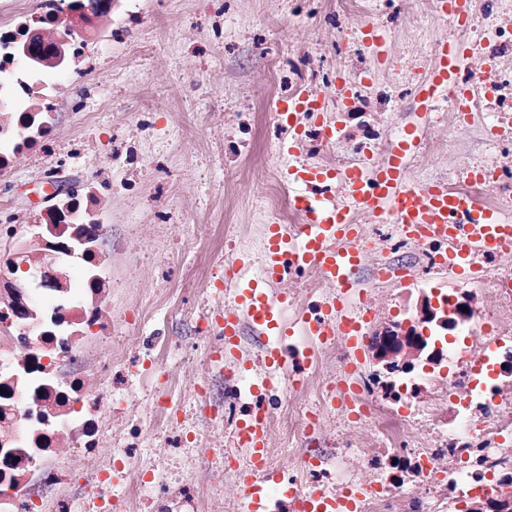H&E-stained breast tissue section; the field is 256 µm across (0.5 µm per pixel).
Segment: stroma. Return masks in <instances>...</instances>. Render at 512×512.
<instances>
[{
    "instance_id": "stroma-1",
    "label": "stroma",
    "mask_w": 512,
    "mask_h": 512,
    "mask_svg": "<svg viewBox=\"0 0 512 512\" xmlns=\"http://www.w3.org/2000/svg\"><path fill=\"white\" fill-rule=\"evenodd\" d=\"M366 2L367 13L348 17V30L396 14L387 30L392 55L422 57L432 43L457 37L425 0ZM332 3L313 0L312 11L301 14L295 0H112L110 63L58 93L54 120L62 133L78 125L85 109L95 111L96 122L85 133V155L60 167L56 183L80 190L97 168L110 169L120 183L105 199L112 235L101 249L112 258V338L124 348L123 403L112 413V443L99 456L105 461L114 448L132 446L139 465L168 486L149 501L119 493L130 512H240L236 476L226 464L240 456L236 424L254 397L237 390L238 368L208 359L194 314L213 305L206 290L212 273L243 254L260 262L267 222L259 203L288 194L273 173L310 161L304 147L293 159L280 156L271 113L289 59L308 56L331 78L347 70L336 49L341 34L326 19ZM382 120L383 151L413 125L420 141L448 145L423 164L407 161L414 185L439 174L457 179L495 154L482 116H473L468 133L456 138L447 120L424 115L409 93ZM39 168L38 159L24 157L0 173V193L21 213L40 204ZM272 291L295 295L297 310L286 315L291 321L331 288L291 275ZM132 310L146 319L130 331L124 317ZM147 363L172 378V409L162 419L148 405L154 389L141 374ZM202 379L209 382L204 402L195 392ZM318 412L321 428L309 436L289 435L280 423L272 427L270 454L283 477L295 475L297 449L321 450L332 471L340 439L365 447L376 438L337 408Z\"/></svg>"
}]
</instances>
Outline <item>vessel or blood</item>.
Listing matches in <instances>:
<instances>
[{
    "label": "vessel or blood",
    "mask_w": 512,
    "mask_h": 512,
    "mask_svg": "<svg viewBox=\"0 0 512 512\" xmlns=\"http://www.w3.org/2000/svg\"><path fill=\"white\" fill-rule=\"evenodd\" d=\"M472 45L454 41L440 45L436 62L423 80L416 84L415 95L424 112H431L435 101L448 85L459 84L471 66ZM322 97L306 92L289 97L277 110V117L288 129V137L280 145L284 155H292L301 139L302 129L297 115L314 113L323 119ZM418 136L408 128L399 137L393 153L381 164L350 168L343 177L326 168L308 165L285 166L286 183L319 186L321 195L297 196L302 224L292 231L284 224L266 227L261 277L243 275L248 258L225 267L224 283L233 289V303L221 314L220 328L224 337L225 361H236L242 324L248 323L271 336H289L293 330L282 318L288 303L287 294L270 297V284L284 280L289 271L316 270L321 280L331 285L332 294L318 311L302 315V333L314 344L329 338L343 337L348 349L346 372H353L362 360L364 338L361 324L345 301L358 288L355 271L363 261L360 227L351 212L360 209L372 214L379 223L394 225L406 238H424L441 244L442 269L452 277L472 274L471 255L475 249L494 247L512 251V220L492 209L477 206L462 194L448 193L441 185L414 189L408 183L404 159L410 154ZM342 183L344 204H337L331 193L335 183ZM239 443L244 447L249 465L238 476L242 489L241 512H263L265 484L271 478L266 471L269 420L261 406L251 407L237 424ZM362 487L347 489L341 495L314 494L307 512H354Z\"/></svg>",
    "instance_id": "obj_1"
}]
</instances>
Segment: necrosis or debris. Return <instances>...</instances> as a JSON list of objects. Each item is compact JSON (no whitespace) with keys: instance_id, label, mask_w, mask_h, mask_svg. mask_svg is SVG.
Listing matches in <instances>:
<instances>
[{"instance_id":"obj_1","label":"necrosis or debris","mask_w":512,"mask_h":512,"mask_svg":"<svg viewBox=\"0 0 512 512\" xmlns=\"http://www.w3.org/2000/svg\"><path fill=\"white\" fill-rule=\"evenodd\" d=\"M67 0H0V170L25 155L49 156L60 147L53 123L58 78L79 81L110 59L112 36L93 29L60 67L24 66L14 57L23 39V19L63 14ZM477 65L463 77L470 109L483 113L495 161L482 163L483 178L463 177L440 185L492 209L512 206V23L492 11L478 20ZM363 96L367 125H376L396 96L394 88L367 85L364 72L347 75ZM307 139L321 141L329 168L344 175L349 164L336 149L350 140L355 154L375 159V136L349 130L337 137L315 121ZM93 172L83 192L62 201L52 194L31 224L19 223L0 197V512H65L74 477L73 459L92 457L112 432L117 403L108 386L121 362L112 348V308L104 299L112 286V263L99 242L110 232ZM390 254L377 268L386 280L425 292L436 318L426 321L429 340L440 346V362L416 373L360 368L353 376L358 416L377 438L361 454L367 468L399 456L404 477H375L358 512H463L468 504L498 494L512 500V264L496 252H478L476 280L451 289L435 285L441 268L439 245L428 240H390ZM410 246L423 267L414 276L392 254ZM24 291L27 309L16 313ZM464 317H457L458 309ZM422 421L430 440L407 433ZM121 487L153 497L157 482L146 480L134 455L114 454L86 473L88 512H114L112 491Z\"/></svg>"}]
</instances>
